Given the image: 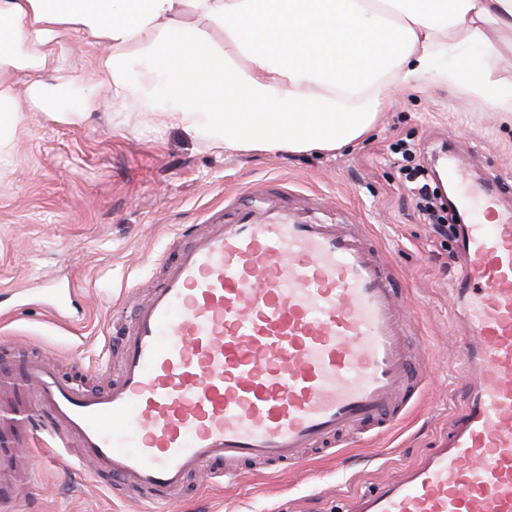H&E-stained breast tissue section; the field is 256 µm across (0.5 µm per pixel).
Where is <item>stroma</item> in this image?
<instances>
[{
  "instance_id": "1",
  "label": "stroma",
  "mask_w": 512,
  "mask_h": 512,
  "mask_svg": "<svg viewBox=\"0 0 512 512\" xmlns=\"http://www.w3.org/2000/svg\"><path fill=\"white\" fill-rule=\"evenodd\" d=\"M99 51L85 34L63 37L56 53L73 88L95 83ZM85 110L77 124L24 112L15 149L0 158V310L8 314L0 353H45L61 373L105 383L119 358L98 369L103 340L162 275L181 226L204 223L225 195L277 181L330 197L388 248L423 345L424 391L399 426L364 445L230 484L191 478L172 512H342L440 446L465 402L451 290L463 263L453 236L436 234L417 212L391 146L413 144L430 170L450 155L474 177L512 186L511 115L445 86L401 90L368 137L332 155L229 151L175 121L163 100L149 106L135 92L94 97ZM69 289L68 319L53 318L48 302ZM29 470L30 483L11 491L10 512H139L135 490L101 488L67 452L50 461L33 451Z\"/></svg>"
}]
</instances>
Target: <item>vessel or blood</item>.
Returning <instances> with one entry per match:
<instances>
[{"label":"vessel or blood","instance_id":"vessel-or-blood-1","mask_svg":"<svg viewBox=\"0 0 512 512\" xmlns=\"http://www.w3.org/2000/svg\"><path fill=\"white\" fill-rule=\"evenodd\" d=\"M476 189L485 223L456 227L466 272L452 286L470 396L448 445L356 512H512V208ZM129 323L114 326L120 375L87 389L45 358L0 360V470L44 440L95 479L167 512L189 475L234 481L336 456L385 433L418 401L422 343L385 248L335 209L289 205L279 188L224 200L175 251ZM27 393L18 411L8 400Z\"/></svg>","mask_w":512,"mask_h":512}]
</instances>
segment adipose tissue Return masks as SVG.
Returning <instances> with one entry per match:
<instances>
[{
    "label": "adipose tissue",
    "instance_id": "1",
    "mask_svg": "<svg viewBox=\"0 0 512 512\" xmlns=\"http://www.w3.org/2000/svg\"><path fill=\"white\" fill-rule=\"evenodd\" d=\"M0 0V156L25 104L55 107L66 82L51 76L62 37L84 31L101 52L99 90L122 98L136 81L167 95L173 118L228 150L333 151L362 139L394 89L445 84L512 114V82L497 78L512 38V0ZM221 25L247 68L215 66L189 11ZM141 75L122 49L144 33ZM484 47L487 60L459 55ZM448 55L455 63L434 67ZM29 80V101L13 91Z\"/></svg>",
    "mask_w": 512,
    "mask_h": 512
}]
</instances>
